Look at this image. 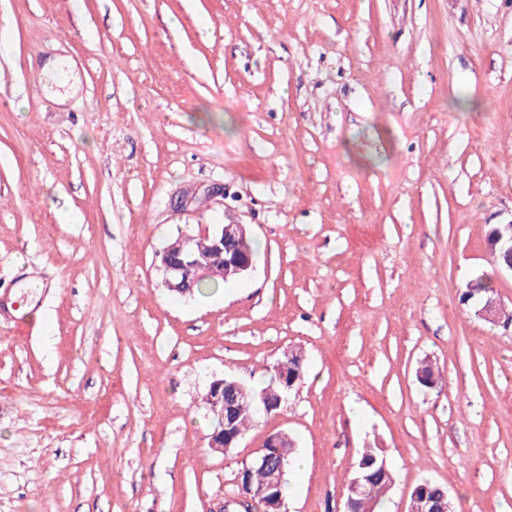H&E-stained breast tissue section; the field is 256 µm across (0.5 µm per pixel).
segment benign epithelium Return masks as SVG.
<instances>
[{
	"instance_id": "benign-epithelium-1",
	"label": "benign epithelium",
	"mask_w": 512,
	"mask_h": 512,
	"mask_svg": "<svg viewBox=\"0 0 512 512\" xmlns=\"http://www.w3.org/2000/svg\"><path fill=\"white\" fill-rule=\"evenodd\" d=\"M245 233L243 224H218L212 232V253L217 265L204 263L194 253L187 251L183 246L173 245L167 248L171 252L169 260L162 265L164 285L170 292L186 295L190 291V284L199 277L208 275L224 276V271H231L236 275H246L253 268V261L249 257H242L234 252V245ZM493 261L498 263L499 269L512 273V236L505 239L497 236L488 244ZM247 391V386L238 380L226 382L216 379L209 385V392L204 401L219 413L233 408V402L238 394ZM290 437L286 433H276L269 436L265 447L257 451L254 461L261 464L269 472L266 484L249 492H241L237 504L244 512H251L252 506L258 499L273 501L275 512H287L285 501L273 499L274 489L281 481L285 470V456L280 455L273 459L266 452L268 448H286Z\"/></svg>"
}]
</instances>
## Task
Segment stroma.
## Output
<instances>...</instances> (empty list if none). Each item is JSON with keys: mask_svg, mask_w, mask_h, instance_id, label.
<instances>
[{"mask_svg": "<svg viewBox=\"0 0 512 512\" xmlns=\"http://www.w3.org/2000/svg\"><path fill=\"white\" fill-rule=\"evenodd\" d=\"M230 222L253 269L172 296L167 242ZM493 224L512 0H0V300L44 313L0 323V512H215L280 432L288 512H342L366 447L388 512L425 480L512 512V329L461 300L512 307ZM291 346L303 382L213 452L210 382Z\"/></svg>", "mask_w": 512, "mask_h": 512, "instance_id": "obj_1", "label": "stroma"}]
</instances>
